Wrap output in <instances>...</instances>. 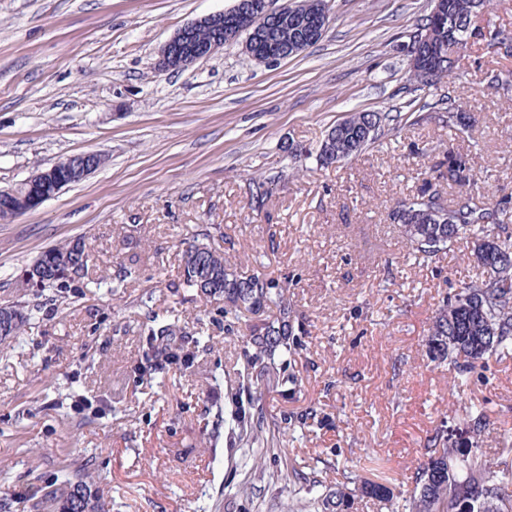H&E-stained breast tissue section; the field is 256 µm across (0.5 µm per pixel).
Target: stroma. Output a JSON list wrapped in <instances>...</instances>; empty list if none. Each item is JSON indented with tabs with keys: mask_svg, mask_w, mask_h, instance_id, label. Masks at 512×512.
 Wrapping results in <instances>:
<instances>
[{
	"mask_svg": "<svg viewBox=\"0 0 512 512\" xmlns=\"http://www.w3.org/2000/svg\"><path fill=\"white\" fill-rule=\"evenodd\" d=\"M235 0H0V188L85 152L105 162L15 221L0 224V303L36 310L20 343L0 344V499L95 457L112 512H300L343 488L350 512H388L364 491L408 495L432 439L454 455L512 465V351L463 382L426 354L435 310L480 277L469 240L434 259L411 255L389 218L448 146L477 153L483 187L512 202V53L470 40L448 90L474 118L464 135L439 113L388 133L354 160L321 168L328 131L353 112L407 113L410 38L432 0H330L322 38L265 66L243 41L192 67L157 73L181 27ZM272 191L265 211L255 183ZM209 243L246 274L288 279L310 325L291 367L301 384L262 403L263 469L213 401L242 390L244 349L224 304L179 302L169 285L207 225ZM81 238L89 272L64 301L20 287L41 251ZM136 280L118 287L119 265ZM175 311L214 352L184 373L138 384L131 373L146 308ZM90 401L58 405L68 384ZM484 416L474 429L471 410ZM316 417L284 435L283 414Z\"/></svg>",
	"mask_w": 512,
	"mask_h": 512,
	"instance_id": "35a3bbf8",
	"label": "stroma"
}]
</instances>
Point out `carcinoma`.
Masks as SVG:
<instances>
[{
	"instance_id": "cac0c4a2",
	"label": "carcinoma",
	"mask_w": 512,
	"mask_h": 512,
	"mask_svg": "<svg viewBox=\"0 0 512 512\" xmlns=\"http://www.w3.org/2000/svg\"><path fill=\"white\" fill-rule=\"evenodd\" d=\"M443 7L430 12L423 29L429 40L419 47L421 65L409 69L414 91L435 95L442 80L460 68L468 44L473 12L488 7L489 0H442ZM444 107L446 124L464 131L469 116L456 98L443 95L435 101ZM389 116L377 112H354L326 135L319 153L322 167L349 160L385 135ZM423 187L404 198L390 213L412 254L436 258L460 239L472 240V258L482 276L447 297L436 311L425 340L431 361L446 366L454 378L464 380L485 356L512 349V237L506 234L509 216L505 207L485 195L480 169L472 155L450 150L420 172ZM445 182L455 189L448 200L432 188ZM17 204L29 205L35 198L56 195L50 181L24 182L15 187ZM90 254L80 239L50 247L32 264L40 275L34 287L58 293L88 273ZM181 277L169 285L181 301H224V313L246 311L260 316L246 326L245 372L255 385L247 403L255 405L264 393L297 385L298 375L288 371V358L303 347L308 334L288 299V281L262 273L242 275L209 244L194 241L181 255ZM31 319L28 306L0 305V323L8 329L0 341H17ZM212 349L210 339L181 322L170 311L153 310L143 322V343L133 366L138 379L148 381L171 369H187ZM237 438L248 446L263 440L261 427L241 407L235 412ZM103 479L91 464L61 470L47 483L31 488L25 496L32 512H110L111 500ZM413 493L404 500V512H512V468L493 469L452 456L434 443L425 449L424 460L413 476ZM323 512L350 508L341 491L317 498Z\"/></svg>"
}]
</instances>
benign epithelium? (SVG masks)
<instances>
[{"mask_svg": "<svg viewBox=\"0 0 512 512\" xmlns=\"http://www.w3.org/2000/svg\"><path fill=\"white\" fill-rule=\"evenodd\" d=\"M242 14L263 19L272 17L277 20L281 10L272 8L270 0H236L232 8L201 17L179 29L161 47L155 69L164 72L171 63L179 69H185L223 50L224 44L235 41L239 36L237 30L224 25V20ZM328 22V0H321L319 9L304 18L306 36L324 33ZM201 28H210L216 31L218 36L208 43L197 45L193 42V37ZM101 163L102 156L97 152L78 154L68 157L45 171L36 173L32 179L50 180L57 188L62 189L71 185L74 180H84ZM12 195L13 189H0V223H9L24 213V210L9 205Z\"/></svg>", "mask_w": 512, "mask_h": 512, "instance_id": "1", "label": "benign epithelium"}]
</instances>
